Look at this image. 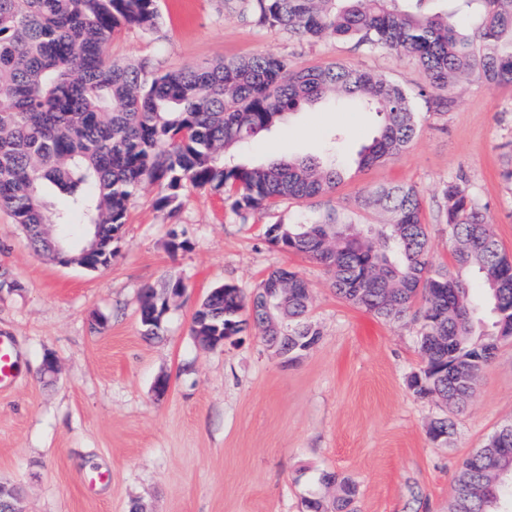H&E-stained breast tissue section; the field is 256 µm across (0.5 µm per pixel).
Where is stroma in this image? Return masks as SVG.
Masks as SVG:
<instances>
[{
	"instance_id": "1",
	"label": "stroma",
	"mask_w": 512,
	"mask_h": 512,
	"mask_svg": "<svg viewBox=\"0 0 512 512\" xmlns=\"http://www.w3.org/2000/svg\"><path fill=\"white\" fill-rule=\"evenodd\" d=\"M157 33L123 32L120 61L149 57L168 70L202 68L270 51L296 68L341 63L404 87L422 81L410 56L367 51L344 39L307 44L257 24L238 0H160ZM419 130L401 154L372 166L358 152L375 135L373 112L326 105L293 114L240 158L322 156L336 143L346 174L326 196L286 200L241 223L230 199L188 191L177 211L159 209L164 192L146 184L134 199L110 266L89 271L35 255L19 225L0 212V333L12 336L22 364L14 388L0 391V482L22 491V512H304L329 471L357 488L358 512H448L462 459L512 422V342L483 368L472 395L450 412L417 397L411 376L424 360L415 313L388 323L337 296L323 267L271 246L267 225L295 224L336 209L355 225L376 224L360 207L386 183L414 185L422 199L435 264L451 260L448 226L438 215L442 185L463 182L512 257V87L466 81L444 114L417 100ZM178 233L187 249L171 252ZM308 282L310 320L321 336L295 360L266 351L248 325L235 344L208 349L191 319L216 287L258 288L275 268ZM181 278L186 290L160 335L143 334L142 286ZM59 362L41 373L45 354ZM167 376L170 390L152 386ZM450 415L448 441L428 428Z\"/></svg>"
}]
</instances>
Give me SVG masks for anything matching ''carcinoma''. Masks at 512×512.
Returning a JSON list of instances; mask_svg holds the SVG:
<instances>
[{
  "mask_svg": "<svg viewBox=\"0 0 512 512\" xmlns=\"http://www.w3.org/2000/svg\"><path fill=\"white\" fill-rule=\"evenodd\" d=\"M261 25L301 41L330 37L365 50L411 55L423 82L415 92L343 64L294 68L270 52L228 59L202 69L166 71L151 58H112V38L124 30L158 29L159 0H0V209L10 212L35 251L90 269L112 262V243L140 187L159 182L161 208H179L187 188L233 190L242 219L283 200L325 196L343 177L332 152L323 158L238 162L237 150L270 132L285 116L317 103H351L382 115L361 163L401 153L417 132L414 100L438 111L475 74L488 87L512 85V0H483L474 30H458L448 15L401 11L398 0H242ZM62 196L54 208L45 188ZM442 213L451 263L433 264L417 188L382 185L363 199L386 216L375 247L341 227L336 210L297 224H271L268 243L321 264L336 294L386 322L419 307V348L425 366L410 379L420 398L458 406L494 357L512 326V260L466 186H442ZM95 240L93 250L84 247ZM477 274L475 299L466 273ZM206 323L236 336L243 314L262 325L271 312L288 317L282 354L313 346L320 333L308 322L310 292L295 271H272L256 292L224 284L208 294ZM146 335L158 334L150 286L140 291ZM435 336L448 344L429 354ZM488 492L465 512H512V453L491 455L456 480ZM331 502L305 499L309 512H357L356 488L339 481Z\"/></svg>",
  "mask_w": 512,
  "mask_h": 512,
  "instance_id": "obj_1",
  "label": "carcinoma"
}]
</instances>
